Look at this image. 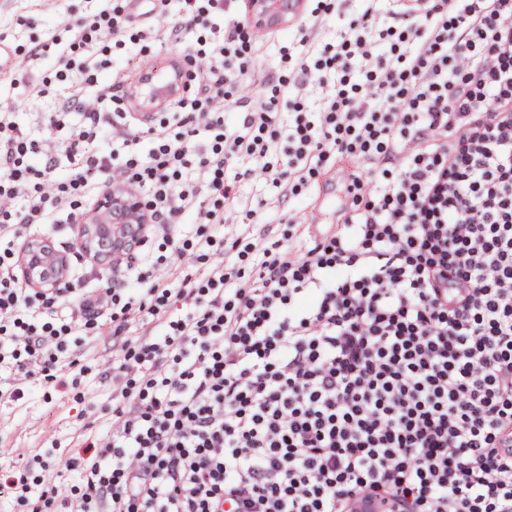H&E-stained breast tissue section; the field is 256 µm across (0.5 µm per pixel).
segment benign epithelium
<instances>
[{"label": "benign epithelium", "mask_w": 512, "mask_h": 512, "mask_svg": "<svg viewBox=\"0 0 512 512\" xmlns=\"http://www.w3.org/2000/svg\"><path fill=\"white\" fill-rule=\"evenodd\" d=\"M254 19L263 24H278L288 19L294 9L291 0H250ZM185 73L180 65L167 73L165 82L146 72L133 98L153 110L165 105L184 86ZM149 209L142 198L128 188H114L99 201L95 210L75 225L79 246L97 264L116 266L142 241ZM18 273L25 285L43 291L53 289L68 275V259L45 237L29 239L17 257ZM393 506L369 495L354 496L350 512H389Z\"/></svg>", "instance_id": "7a95c632"}]
</instances>
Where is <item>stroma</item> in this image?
Returning a JSON list of instances; mask_svg holds the SVG:
<instances>
[{
    "label": "stroma",
    "mask_w": 512,
    "mask_h": 512,
    "mask_svg": "<svg viewBox=\"0 0 512 512\" xmlns=\"http://www.w3.org/2000/svg\"><path fill=\"white\" fill-rule=\"evenodd\" d=\"M320 3L328 5L329 11L322 25L309 34L310 42L316 44L333 41L337 30L362 7L360 0H303L301 10L309 12ZM94 7L95 0H0V35L12 52L22 55L52 34L68 41L74 20L93 13ZM125 9L130 15L127 31L131 34L146 24L163 27L182 21L177 0L166 8L159 0H127ZM291 27L288 21L264 27L248 47L255 93L267 94V80L295 77L297 50L291 43ZM236 186L240 203L265 215V224L255 227V234H270L293 251L301 241L295 226L287 222L289 213L313 204L322 212L320 225H327L333 222L334 211L344 199L337 180L330 193L309 183L300 187L298 195L288 197L272 185L249 177L238 178ZM320 225L311 226V233H318ZM75 345L84 371L76 384L64 389L36 375L30 378L24 399L14 401L7 395L12 375L0 369V471L23 473L30 483L41 481L45 488L55 490L60 500L76 483L67 461L76 456L85 434L106 428L102 409L112 393L111 380L101 376L112 362L110 334L79 335Z\"/></svg>",
    "instance_id": "obj_1"
}]
</instances>
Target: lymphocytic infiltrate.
Here are the masks:
<instances>
[{"label":"lymphocytic infiltrate","instance_id":"1","mask_svg":"<svg viewBox=\"0 0 512 512\" xmlns=\"http://www.w3.org/2000/svg\"><path fill=\"white\" fill-rule=\"evenodd\" d=\"M363 2L332 44H309L322 22L311 12L296 30L299 80H279L229 126L224 102L249 76L244 27L215 23L224 0H183L209 36L191 47L192 89L169 101L146 154L110 112L131 95L137 46L120 60L75 57L96 38L125 47L129 16L112 0L69 45H35L11 69V87L28 84L49 55L70 85L55 111L31 113L34 133L0 109V365L12 397L36 374L66 384L76 331L108 325L125 339L111 429L70 459L65 512H345L353 493L396 512H512V0H396L386 20ZM356 71L364 80L350 83ZM304 85L318 112L300 111ZM244 160L275 185L335 162L349 198L333 233L299 252L253 247L248 277L210 257L239 205L226 174ZM119 179L146 189L172 255L141 252L118 286L23 287L20 242L74 223ZM180 224L195 238L178 246Z\"/></svg>","mask_w":512,"mask_h":512}]
</instances>
